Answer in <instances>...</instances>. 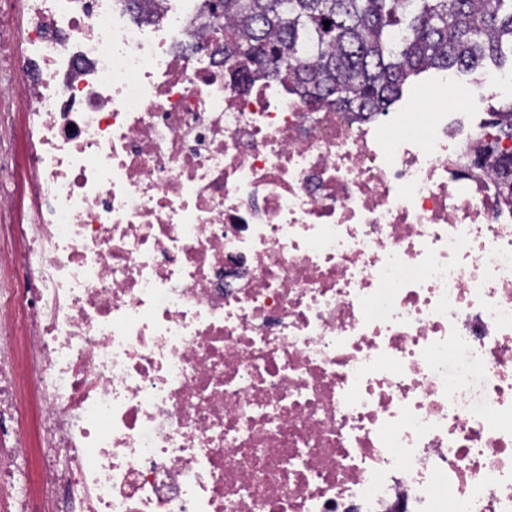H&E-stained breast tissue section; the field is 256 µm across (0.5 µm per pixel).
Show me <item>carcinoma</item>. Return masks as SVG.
Returning a JSON list of instances; mask_svg holds the SVG:
<instances>
[{"label": "carcinoma", "mask_w": 512, "mask_h": 512, "mask_svg": "<svg viewBox=\"0 0 512 512\" xmlns=\"http://www.w3.org/2000/svg\"><path fill=\"white\" fill-rule=\"evenodd\" d=\"M201 14L238 81H280L309 106L349 112L387 111L427 70L512 55V0H203ZM494 115L491 167L511 206L512 151L500 144L512 141V103Z\"/></svg>", "instance_id": "cac0c4a2"}]
</instances>
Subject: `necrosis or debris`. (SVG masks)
<instances>
[{"instance_id": "1", "label": "necrosis or debris", "mask_w": 512, "mask_h": 512, "mask_svg": "<svg viewBox=\"0 0 512 512\" xmlns=\"http://www.w3.org/2000/svg\"><path fill=\"white\" fill-rule=\"evenodd\" d=\"M151 8L0 0L1 504L512 512V209L443 110L475 98L314 109Z\"/></svg>"}]
</instances>
